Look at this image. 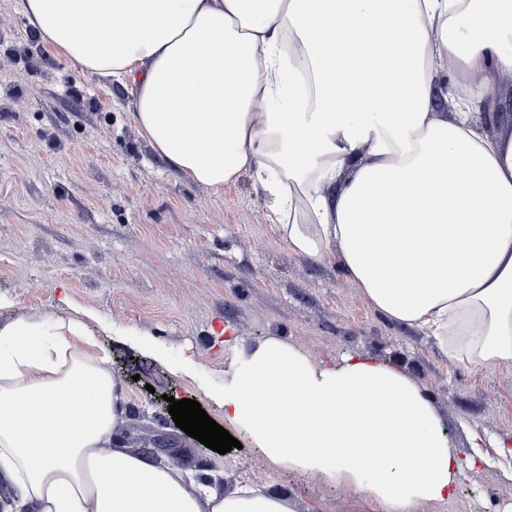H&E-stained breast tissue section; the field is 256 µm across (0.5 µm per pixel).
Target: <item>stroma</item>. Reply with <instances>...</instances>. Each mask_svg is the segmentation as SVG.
Here are the masks:
<instances>
[{
    "label": "stroma",
    "instance_id": "obj_1",
    "mask_svg": "<svg viewBox=\"0 0 512 512\" xmlns=\"http://www.w3.org/2000/svg\"><path fill=\"white\" fill-rule=\"evenodd\" d=\"M134 97L47 48L23 0H0L1 319H80L127 391L132 452L150 447L168 398L198 401L224 366L270 336L318 364L367 354L420 385L460 459L480 450L453 497L413 512H490L512 501V361L450 363L425 331L375 310L336 264L288 251L252 175L215 191L160 159L133 120ZM219 454L175 423L177 467L231 492L289 496L295 512H383L364 495L275 466L235 425Z\"/></svg>",
    "mask_w": 512,
    "mask_h": 512
}]
</instances>
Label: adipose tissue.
<instances>
[{"label":"adipose tissue","mask_w":512,"mask_h":512,"mask_svg":"<svg viewBox=\"0 0 512 512\" xmlns=\"http://www.w3.org/2000/svg\"><path fill=\"white\" fill-rule=\"evenodd\" d=\"M43 42L129 88L158 155L215 190L253 175L291 253L338 260L449 360H512V0H24ZM452 89L434 112L437 86ZM74 318L0 321V512H294L129 452L128 398ZM224 418L277 466L409 512L462 464L423 389L271 336L224 368Z\"/></svg>","instance_id":"obj_1"}]
</instances>
